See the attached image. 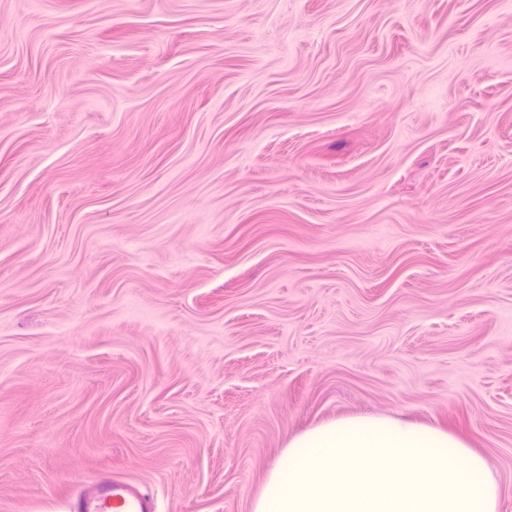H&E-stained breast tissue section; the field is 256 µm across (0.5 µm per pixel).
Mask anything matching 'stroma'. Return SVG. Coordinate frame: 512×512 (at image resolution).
<instances>
[{"label":"stroma","mask_w":512,"mask_h":512,"mask_svg":"<svg viewBox=\"0 0 512 512\" xmlns=\"http://www.w3.org/2000/svg\"><path fill=\"white\" fill-rule=\"evenodd\" d=\"M344 414L512 512V0H0V512H252ZM70 507L72 512H156L151 494L117 476L84 485Z\"/></svg>","instance_id":"1"}]
</instances>
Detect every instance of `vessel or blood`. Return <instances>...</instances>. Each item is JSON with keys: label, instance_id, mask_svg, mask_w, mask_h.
Wrapping results in <instances>:
<instances>
[{"label": "vessel or blood", "instance_id": "vessel-or-blood-1", "mask_svg": "<svg viewBox=\"0 0 512 512\" xmlns=\"http://www.w3.org/2000/svg\"><path fill=\"white\" fill-rule=\"evenodd\" d=\"M71 512H156L151 494L120 477L84 485L71 502Z\"/></svg>", "mask_w": 512, "mask_h": 512}]
</instances>
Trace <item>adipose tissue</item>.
Here are the masks:
<instances>
[{
    "label": "adipose tissue",
    "mask_w": 512,
    "mask_h": 512,
    "mask_svg": "<svg viewBox=\"0 0 512 512\" xmlns=\"http://www.w3.org/2000/svg\"><path fill=\"white\" fill-rule=\"evenodd\" d=\"M253 512H499L484 453L436 422L344 415L289 439Z\"/></svg>",
    "instance_id": "obj_1"
}]
</instances>
